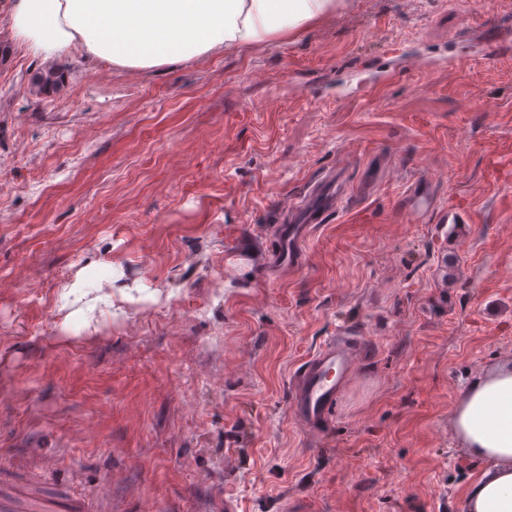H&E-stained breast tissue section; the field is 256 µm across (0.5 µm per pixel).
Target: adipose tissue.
I'll use <instances>...</instances> for the list:
<instances>
[{
  "label": "adipose tissue",
  "mask_w": 512,
  "mask_h": 512,
  "mask_svg": "<svg viewBox=\"0 0 512 512\" xmlns=\"http://www.w3.org/2000/svg\"><path fill=\"white\" fill-rule=\"evenodd\" d=\"M336 0H14L9 33L49 67L70 49L149 70L284 39ZM461 444L486 468L467 512H512V369L478 375L455 407Z\"/></svg>",
  "instance_id": "adipose-tissue-1"
}]
</instances>
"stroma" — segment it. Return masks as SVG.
I'll use <instances>...</instances> for the list:
<instances>
[{
  "label": "stroma",
  "mask_w": 512,
  "mask_h": 512,
  "mask_svg": "<svg viewBox=\"0 0 512 512\" xmlns=\"http://www.w3.org/2000/svg\"><path fill=\"white\" fill-rule=\"evenodd\" d=\"M12 2L0 497L48 474L58 512L107 478L87 512H467L483 463L452 413L512 364V12L339 0L288 40L149 71L73 50L38 96ZM334 172L344 205L299 267H268L277 213ZM343 323L367 351L316 442L290 382Z\"/></svg>",
  "instance_id": "stroma-1"
}]
</instances>
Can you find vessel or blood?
Here are the masks:
<instances>
[{
	"mask_svg": "<svg viewBox=\"0 0 512 512\" xmlns=\"http://www.w3.org/2000/svg\"><path fill=\"white\" fill-rule=\"evenodd\" d=\"M340 199L335 176L315 184L306 199L295 208L291 224L278 227L276 246L268 255L269 264L274 267L299 266L301 243L310 225L321 223L328 212L338 207ZM361 353L358 331L343 325L298 367L289 407L306 432L316 437L324 435L345 384L359 365Z\"/></svg>",
	"mask_w": 512,
	"mask_h": 512,
	"instance_id": "1",
	"label": "vessel or blood"
}]
</instances>
